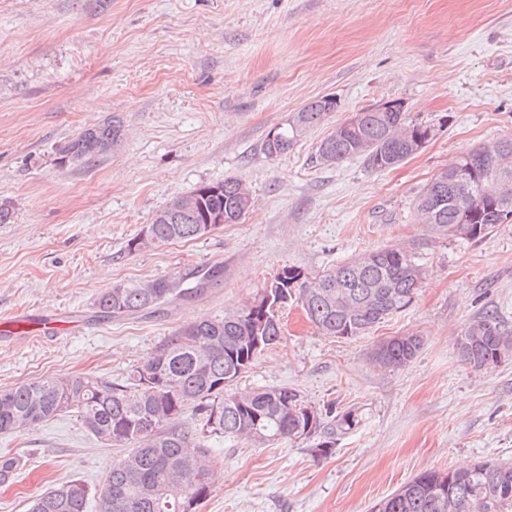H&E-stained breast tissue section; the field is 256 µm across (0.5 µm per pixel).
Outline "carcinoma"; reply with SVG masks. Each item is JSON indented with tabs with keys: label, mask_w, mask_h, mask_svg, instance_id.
Masks as SVG:
<instances>
[{
	"label": "carcinoma",
	"mask_w": 512,
	"mask_h": 512,
	"mask_svg": "<svg viewBox=\"0 0 512 512\" xmlns=\"http://www.w3.org/2000/svg\"><path fill=\"white\" fill-rule=\"evenodd\" d=\"M337 102L314 99L285 127L277 147L264 143L270 157L288 153L297 137L320 125ZM434 127L407 121L403 112H359L355 123L339 126L321 142L316 161L339 164L351 157L365 158L377 168L379 156L398 165L421 151L432 139ZM122 138L120 122L91 125L60 149L61 159L89 164ZM509 150L496 154L497 164L509 171L498 182L483 149L457 157L418 195L417 217L437 234L464 242L486 238L511 212L484 195L497 187L512 197V138ZM472 167L476 190L464 203L448 183L451 174ZM195 208L176 209L172 198L128 244L136 251L155 244L196 240L205 235L212 216L235 224L249 211L250 190L239 178L201 186L190 192ZM471 214L459 221L460 207ZM213 275L192 270L169 278L117 284L100 293L94 306L104 317L120 318L190 298L203 290ZM424 273L407 250L385 247L365 252L318 277H300L294 267L282 268L238 311L222 318H201L177 329L134 366L120 382L97 377H55L0 389V434L28 431L57 416L76 411L85 430L100 442L125 447L128 453L113 468L100 493L101 512H188L193 502L210 494L213 460L207 443L214 437L235 435L262 444L288 439L303 442L322 434L325 441L312 449L317 456L332 453L336 431H326L333 406L304 412L301 395L288 388H261L230 392L233 383L253 365L260 349L282 338L280 313L288 303L301 305L317 332L353 338L405 310L422 288ZM260 340L261 347L253 346ZM423 346L419 336H405L388 344L383 358L371 356L382 368L400 369ZM512 348V331L494 310L477 316L457 339L462 361L476 371L498 365L501 348ZM200 417L190 431L182 417ZM87 487L71 480L37 495L30 512H85ZM375 512H512V464L478 462L463 470L429 469L419 473L374 506Z\"/></svg>",
	"instance_id": "cac0c4a2"
}]
</instances>
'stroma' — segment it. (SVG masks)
Wrapping results in <instances>:
<instances>
[{
  "mask_svg": "<svg viewBox=\"0 0 512 512\" xmlns=\"http://www.w3.org/2000/svg\"><path fill=\"white\" fill-rule=\"evenodd\" d=\"M338 107L287 154L270 131L309 101ZM398 100L434 138L397 166L363 158L316 164L323 138L351 112ZM119 119L122 140L95 162H61L89 125ZM512 138V0H0V330L15 314L54 316V340L0 342V388L46 377L123 379L165 336L238 308L283 267L312 278L362 252L411 250L426 272L412 304L366 335L319 334L300 306L283 336L233 389L287 387L320 407L355 411L331 455L317 438L209 441L210 494L197 512H372L428 469L512 462V360L476 372L458 336L483 310L512 330V223L478 242L418 222L422 189L461 153ZM251 189L236 224L188 242L129 251L173 197L227 177ZM219 270L197 296L133 317L97 315L117 283ZM415 334L405 367L369 359ZM21 458L0 484V512L69 480L88 512L123 448L67 413L0 435Z\"/></svg>",
  "mask_w": 512,
  "mask_h": 512,
  "instance_id": "stroma-1",
  "label": "stroma"
}]
</instances>
